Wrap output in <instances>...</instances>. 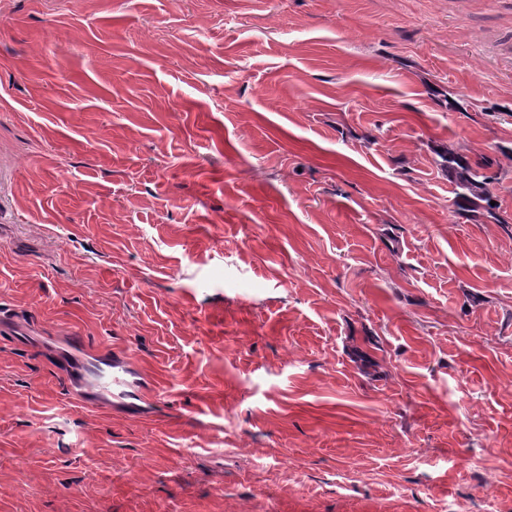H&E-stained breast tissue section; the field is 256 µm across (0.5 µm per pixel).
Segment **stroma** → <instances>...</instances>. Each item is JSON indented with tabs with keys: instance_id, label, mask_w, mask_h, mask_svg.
<instances>
[{
	"instance_id": "stroma-1",
	"label": "stroma",
	"mask_w": 512,
	"mask_h": 512,
	"mask_svg": "<svg viewBox=\"0 0 512 512\" xmlns=\"http://www.w3.org/2000/svg\"><path fill=\"white\" fill-rule=\"evenodd\" d=\"M447 151L512 219V0H0V512H512V230ZM441 166L448 168V173L455 178V205L459 211L479 213L487 218L495 220L498 224L509 227L507 221H501L497 215V204L491 205L493 200L490 186L500 183V173L488 175L494 165L492 158L482 156L472 164L466 157L459 154H448L441 157ZM484 202L485 204H481ZM483 211V213H480ZM106 361L112 365L110 387L98 391H88L73 385L79 404L93 408L103 404L114 408H135L138 406L136 401H142L144 394L152 391L149 382L141 376L136 367L125 356L118 354L113 356L112 354L106 358ZM127 388L132 390L128 391ZM112 397L126 398L129 401L121 402L120 405L115 403L112 405Z\"/></svg>"
}]
</instances>
